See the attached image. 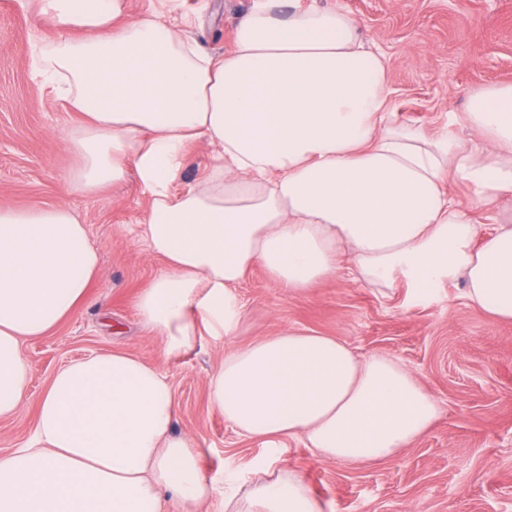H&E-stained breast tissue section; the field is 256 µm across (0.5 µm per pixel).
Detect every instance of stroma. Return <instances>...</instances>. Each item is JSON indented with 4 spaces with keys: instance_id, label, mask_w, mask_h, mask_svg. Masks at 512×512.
<instances>
[{
    "instance_id": "35a3bbf8",
    "label": "stroma",
    "mask_w": 512,
    "mask_h": 512,
    "mask_svg": "<svg viewBox=\"0 0 512 512\" xmlns=\"http://www.w3.org/2000/svg\"><path fill=\"white\" fill-rule=\"evenodd\" d=\"M253 0H179L192 18L190 36L205 51L231 49L234 29ZM299 6L342 7L387 60L397 122L429 130L461 116L469 93L512 82V0H298ZM61 34L36 20L27 0H0V208L73 207L101 256L86 300L54 332L23 340L29 365L26 399L0 418V455L26 444L36 406L55 371L69 360L120 349L161 363L177 400L176 433L201 451L202 467L219 478L248 475L278 458L299 468L327 512H512V323L494 322L468 306L462 282L444 284L428 300L410 301L405 287L388 292L345 277L295 296L262 269L239 286L247 343L285 326L340 337L357 353L379 352L408 368L440 406V415L410 447L372 465L320 462L300 440L265 448L239 437L212 410L206 377L223 358L206 342L170 361L143 328L135 300L165 270L133 229L149 206L135 174L88 196L71 190L76 157L63 139L76 116L33 74L32 46Z\"/></svg>"
}]
</instances>
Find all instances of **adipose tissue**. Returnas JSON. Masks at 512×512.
<instances>
[{
  "label": "adipose tissue",
  "instance_id": "ef3b65f1",
  "mask_svg": "<svg viewBox=\"0 0 512 512\" xmlns=\"http://www.w3.org/2000/svg\"><path fill=\"white\" fill-rule=\"evenodd\" d=\"M66 34L35 44L34 71L81 123L67 135L74 190L95 193L135 172L150 205L136 238L166 262L136 300L165 359L204 341L224 347L209 374L212 408L266 448L301 439L320 461L393 457L439 415L435 398L381 353L288 326L246 344L237 293L253 267L304 294L345 275L431 298L463 280V297L512 322V225L493 210L512 195V82L473 91L466 123L438 129L393 118L386 58L342 8L254 0L232 50L211 55L189 19H126L124 0H29ZM212 148L208 174L173 192L185 148ZM486 209L475 223L448 185ZM100 265L65 204L0 209V418L26 397V338L58 327ZM162 369L124 351L69 362L40 398L35 432L0 455V512H181L220 499L224 512H325L298 471L270 459L225 487L174 431Z\"/></svg>",
  "mask_w": 512,
  "mask_h": 512
}]
</instances>
